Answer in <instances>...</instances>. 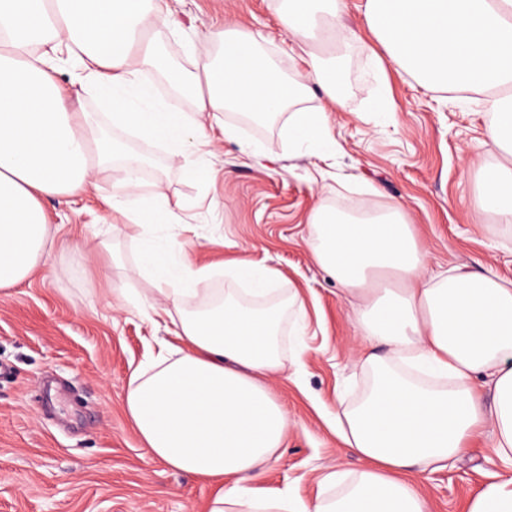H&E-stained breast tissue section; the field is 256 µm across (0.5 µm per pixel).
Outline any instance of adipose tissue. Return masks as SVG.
<instances>
[{"instance_id":"obj_1","label":"adipose tissue","mask_w":512,"mask_h":512,"mask_svg":"<svg viewBox=\"0 0 512 512\" xmlns=\"http://www.w3.org/2000/svg\"><path fill=\"white\" fill-rule=\"evenodd\" d=\"M280 19L303 65L286 77L258 48L257 35L215 28L218 60L179 75L178 99L154 103L146 81L162 60L144 32L167 21L168 0H0V290L28 279L49 240L43 201L94 185L112 154L122 177L109 205L134 223L171 224L181 202L143 194L145 157L118 151L84 112L65 111L55 79L68 67L92 87L113 125L168 144L184 156L186 180L213 174L210 132L241 141L234 110L255 119L288 116V149L334 148L330 114L340 107L336 70L307 39L329 44L353 33L345 0H283ZM363 22L389 61L431 90L481 95L493 119L489 144L506 164L482 174L478 213L512 223V0H364ZM321 89L327 106L300 103ZM310 248L345 297L354 299V361L371 374L367 396L326 422L360 469L333 465L316 479L313 499L264 497L256 485L290 426L272 393L284 372L279 331L302 312L298 295L275 296L271 273L246 260L240 280L210 309L186 310L209 267L174 263L146 239L141 271L156 290L146 302L170 325L156 358L131 371L124 406L144 448L168 467L217 485L210 512H430L420 477L448 469L483 427L490 459L502 469L468 512H512V285L497 277L433 272L400 205L351 215L319 205ZM403 286L379 294V274Z\"/></svg>"}]
</instances>
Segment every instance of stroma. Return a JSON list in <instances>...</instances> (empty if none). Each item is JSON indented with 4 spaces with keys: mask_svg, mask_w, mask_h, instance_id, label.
Here are the masks:
<instances>
[{
    "mask_svg": "<svg viewBox=\"0 0 512 512\" xmlns=\"http://www.w3.org/2000/svg\"><path fill=\"white\" fill-rule=\"evenodd\" d=\"M362 3L346 0L344 23L356 38L340 51L343 106L331 115L336 147L325 160L290 152L280 115L245 131L244 142L267 147L266 155L220 142L213 181L194 184L181 176V157L111 125L93 92L72 94L69 69L57 73L68 111L92 113L106 134L147 157L143 191L187 207L176 223L144 230L107 204L116 170L83 194L45 202L47 222L58 229L53 248L27 280L0 292V512H208L213 487L153 457L124 408L131 370L167 337L151 310L112 294L116 286L152 294L153 281L138 272L145 233L181 245L191 266L217 267L202 294L232 287L220 267L247 260L272 271L281 293L304 300L301 332L288 321L280 331L292 378L273 384L292 425L260 483L265 493L304 499L314 496L325 467L359 468L325 418L355 401L367 378L351 361L356 327L343 294L307 244L319 200L344 210L401 204L433 264L512 281V223L474 211L482 168L502 161L484 143L490 113L480 101L426 89L395 68L377 73ZM171 7V20L152 38L179 70L216 53L202 38L205 27L232 23L261 33L260 50L289 71L291 36L277 0H173ZM384 84L391 109L381 113L372 103ZM488 441L476 437L454 466L430 474L422 491L432 512H463L492 481Z\"/></svg>",
    "mask_w": 512,
    "mask_h": 512,
    "instance_id": "stroma-1",
    "label": "stroma"
}]
</instances>
